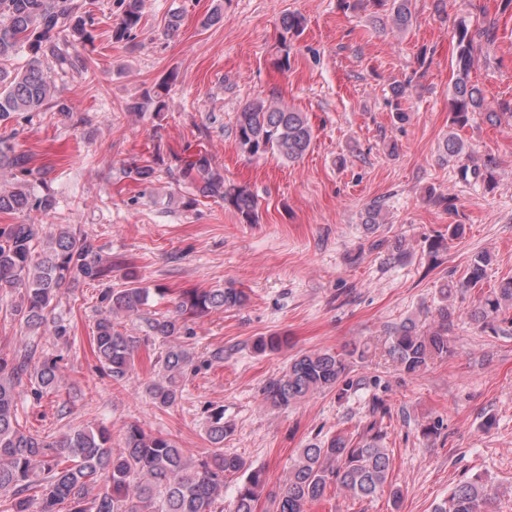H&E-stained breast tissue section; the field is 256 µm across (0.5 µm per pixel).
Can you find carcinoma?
<instances>
[{
	"mask_svg": "<svg viewBox=\"0 0 512 512\" xmlns=\"http://www.w3.org/2000/svg\"><path fill=\"white\" fill-rule=\"evenodd\" d=\"M344 6L364 10L368 6L385 9L391 26L405 31L413 24L412 0H343ZM142 18V0H123L122 11L112 23V40L127 41ZM93 19L76 0H0V126H5L19 113L54 109L72 124L85 122L74 117L58 95L52 75L87 69V62L69 48L92 39ZM282 53L277 66H291V41L304 28V19L296 14L281 18ZM497 27L487 25L471 29L460 24L454 33L455 65L449 102L451 122L463 128L473 114L483 109L484 91L471 79L475 47L496 36ZM29 56L25 69L8 67L20 52ZM395 100L394 119L405 123L408 112L402 107L406 87L392 88ZM166 108L164 97L148 95L133 105L160 113ZM235 136L242 150L250 156L275 154L295 162L309 149L313 130L302 112L274 107L262 100L246 104L237 113ZM468 155L467 145L452 134L445 140L442 159L462 160ZM29 159L15 150L9 139L0 136V170L29 175ZM163 159L156 158L129 169L134 181L151 185ZM178 181L194 195L218 199L232 207L247 224L257 218L258 201L245 186L228 185L224 172L212 164L205 154L180 161ZM56 198L39 194L28 181L10 190H0V213L25 214L32 210L49 212ZM383 217L381 205L374 202L365 210L362 221L367 233L377 232ZM463 233L459 224L448 225L445 234L437 235L429 244L430 252L447 248V239ZM36 225L20 222L0 227V289L17 294L12 315L27 328L49 334L55 340H68L70 326L55 316L53 301L62 290L79 280H101L112 272L93 256L94 246L80 230L64 229L57 236L37 246ZM388 249V256L402 255L403 240L377 239L370 248ZM492 256L475 254L457 280L438 288L440 304L435 308L432 326H422L408 318L392 327L384 342L385 354L410 375L427 369L437 358L454 350L449 337L454 325V310L448 298L458 292L482 288L486 268ZM125 286L107 290L102 296L106 315L96 321L91 349L112 380L120 382L134 366V351L140 342L159 340L165 350L156 359V378L145 384V392L158 408H168L181 398V378L194 362L193 353L177 342L189 334L185 316H201L214 310L242 307L248 294L241 288H224L183 292L173 314H149L150 289L140 286L134 271L124 274ZM512 309V279L488 292L477 294L468 310L469 319L483 327L496 320L511 322L506 313ZM124 316L146 325V335L132 336L116 329L113 317ZM288 343L285 336L272 334L258 338L254 350L276 351ZM369 347L336 353L331 350L304 353L291 359L278 378L270 379L262 390L264 399L276 407L287 408L307 396L336 391L343 397L348 391L365 385V380L347 377L348 360L364 357ZM33 381L45 391H58L61 373L58 358L49 354L34 360L31 350L8 357L0 355V499H6L5 512H224V478L240 476L232 512H257V504L266 487V474L253 468L238 455L224 451V439L231 429L224 424V408L210 411L206 427L210 452L194 461L188 458L170 435L147 432L137 422L125 425L124 444L118 453L112 451V429L96 426L70 429L59 441L48 442L26 430L17 417L16 401L23 379ZM372 419L357 435L339 434L328 439H315L298 450L288 470L284 489L272 497L273 512H308L309 506L322 500L327 490H337L353 499H368L390 487L391 460L384 448L386 432L377 415H386L382 402L373 401ZM103 485L94 496L89 488ZM488 488L484 479L473 475L458 483L448 497L435 505L433 512H487Z\"/></svg>",
	"mask_w": 512,
	"mask_h": 512,
	"instance_id": "cac0c4a2",
	"label": "carcinoma"
}]
</instances>
